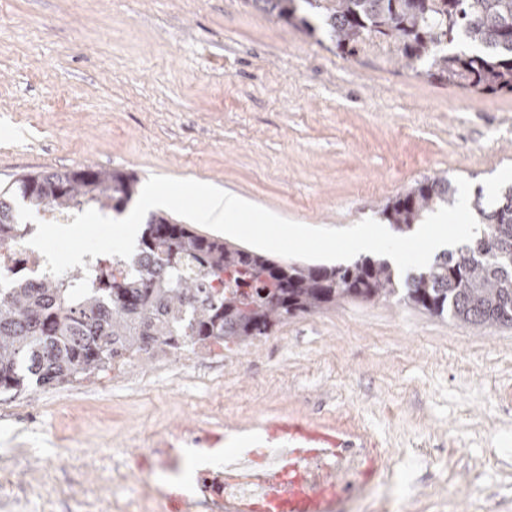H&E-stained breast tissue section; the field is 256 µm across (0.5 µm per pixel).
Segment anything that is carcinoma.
<instances>
[{"label": "carcinoma", "instance_id": "cac0c4a2", "mask_svg": "<svg viewBox=\"0 0 512 512\" xmlns=\"http://www.w3.org/2000/svg\"><path fill=\"white\" fill-rule=\"evenodd\" d=\"M289 26L314 31L302 4L319 11L336 48L353 54L376 39L409 67L427 58L423 75L478 94L512 93V0H247ZM133 175L92 167L22 176L0 192V244L31 232L20 199L39 213L71 217L86 208L120 212L132 199ZM448 177L426 178L379 206L405 233L453 202ZM479 230L466 248L446 251L426 271L407 277L406 305L449 316L474 329L512 326V187L495 207L471 201ZM100 256L64 279L31 282L15 269L0 288V393L54 386L112 369V359L149 355L160 340L170 350L214 353L250 345L296 316L347 300L377 302L397 293L388 262L364 257L347 266L281 263L218 237L197 233L163 214L145 222L139 246ZM224 284L215 291L210 283Z\"/></svg>", "mask_w": 512, "mask_h": 512}]
</instances>
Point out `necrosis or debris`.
Here are the masks:
<instances>
[{
    "mask_svg": "<svg viewBox=\"0 0 512 512\" xmlns=\"http://www.w3.org/2000/svg\"><path fill=\"white\" fill-rule=\"evenodd\" d=\"M369 449L337 448L289 461L288 451L263 441L251 448H228L222 462L200 467L181 512H272L270 490L303 487L324 512H336V489L365 493Z\"/></svg>",
    "mask_w": 512,
    "mask_h": 512,
    "instance_id": "necrosis-or-debris-1",
    "label": "necrosis or debris"
}]
</instances>
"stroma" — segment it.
<instances>
[{"instance_id": "stroma-1", "label": "stroma", "mask_w": 512, "mask_h": 512, "mask_svg": "<svg viewBox=\"0 0 512 512\" xmlns=\"http://www.w3.org/2000/svg\"><path fill=\"white\" fill-rule=\"evenodd\" d=\"M90 166L189 178L344 228L426 178L512 186V95H474L366 42L346 55L247 0H0V188ZM273 431L354 434L394 466L352 512H512V326L392 297L205 353L0 393V512H178L196 470ZM198 438L177 474L156 435Z\"/></svg>"}]
</instances>
